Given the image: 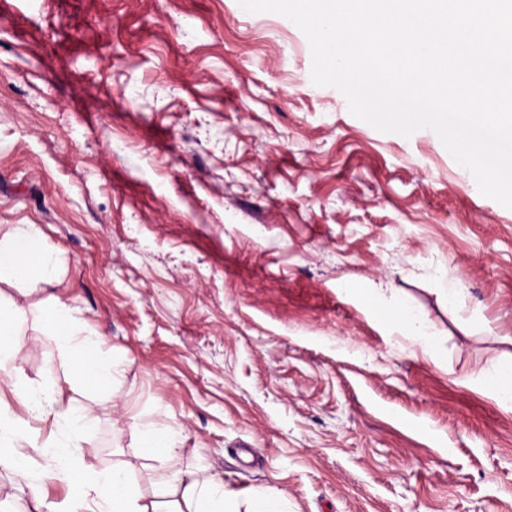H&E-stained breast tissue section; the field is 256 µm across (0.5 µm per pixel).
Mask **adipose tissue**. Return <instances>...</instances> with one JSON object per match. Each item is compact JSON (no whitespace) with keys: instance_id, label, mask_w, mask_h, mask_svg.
<instances>
[{"instance_id":"obj_1","label":"adipose tissue","mask_w":512,"mask_h":512,"mask_svg":"<svg viewBox=\"0 0 512 512\" xmlns=\"http://www.w3.org/2000/svg\"><path fill=\"white\" fill-rule=\"evenodd\" d=\"M34 240L31 226H17L0 237V276L21 271ZM29 307L0 295V378L18 385L21 377L12 362ZM56 349L47 353V365L55 361L84 360L87 366L99 361L103 341L85 333L73 309L57 308L49 314ZM91 407L68 406L58 412L62 438L46 445L45 451L55 461L59 474L76 488L77 502L90 512H288V497L282 492H262L249 497L229 490L223 478L211 476L204 481H186L181 477V433L174 428L142 424L139 445L154 461L152 480L160 488H176L179 498L169 506L146 502L136 495L127 470L119 465L88 478L77 471L72 460L74 440L80 422L90 415Z\"/></svg>"}]
</instances>
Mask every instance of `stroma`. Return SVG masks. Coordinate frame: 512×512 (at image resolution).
<instances>
[{
  "label": "stroma",
  "mask_w": 512,
  "mask_h": 512,
  "mask_svg": "<svg viewBox=\"0 0 512 512\" xmlns=\"http://www.w3.org/2000/svg\"><path fill=\"white\" fill-rule=\"evenodd\" d=\"M311 66L293 21L239 0H0V234L34 226L60 269L0 293L77 308L124 363L107 391L64 388L92 408L75 466L172 500L149 420L181 431L197 479L283 491L288 512H512V409L484 379L512 370V209L433 130L378 131ZM380 282L431 354L390 335ZM54 346L30 315L26 386L0 384L29 464L0 468V512L35 484L75 500L43 450L56 418L28 408Z\"/></svg>",
  "instance_id": "35a3bbf8"
}]
</instances>
